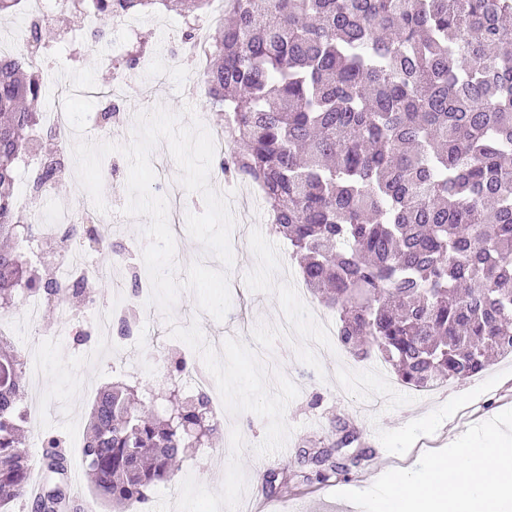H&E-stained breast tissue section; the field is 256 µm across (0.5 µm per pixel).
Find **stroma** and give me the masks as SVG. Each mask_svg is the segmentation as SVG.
Listing matches in <instances>:
<instances>
[{"label": "stroma", "mask_w": 512, "mask_h": 512, "mask_svg": "<svg viewBox=\"0 0 512 512\" xmlns=\"http://www.w3.org/2000/svg\"><path fill=\"white\" fill-rule=\"evenodd\" d=\"M137 22L127 48L146 45L148 64L121 72L105 61L115 29L105 27L99 36L86 32L76 40L72 37L76 19L53 16L54 57L32 59L41 79L43 109L57 105L54 78L68 77L83 92L67 99V111L74 124L89 125L102 109L94 89L124 78L128 81L125 117L113 126L110 141H129L135 116L146 101L177 115L192 107L200 122H207L209 102L184 93L196 76L179 61L181 17L161 10L138 16ZM151 163L156 174L152 190L168 203L177 270L185 271L197 260L218 267V260L187 232V213L203 212L205 204L201 194L187 192L181 185L166 142L157 144ZM230 208L232 303L224 321L199 311L193 291L185 289L171 314L143 306L134 330L139 341L127 346L123 358H105L89 366L79 344L54 334L55 313H43L48 337L41 372L24 375L23 406L35 409L39 423L38 431L25 434L31 459L40 457L41 436L59 435L68 443L71 470L85 472L82 446L99 389L130 369L146 390L165 391L168 351L179 345L170 337V327L194 322L213 349H221L226 339H239L255 348L269 373L282 374L297 385L299 395L285 412L291 432L283 452L260 456L255 447L265 436V420L250 412L225 416L221 450L196 451L181 463L172 481L154 488L138 512H296L301 502L314 506L316 512H377L385 490L379 480L384 471L421 466L450 447L477 442L490 429L512 441V357L497 359L477 377L443 383L436 391L403 386L382 360L354 357L338 347L335 337L321 335L309 315L321 304L315 298L296 300L288 279L281 276V267L291 262L288 242L271 233L262 203L234 202ZM339 424L358 434L360 460L348 476L316 480L303 455L319 443L334 442ZM272 480L287 483V493L270 494Z\"/></svg>", "instance_id": "obj_1"}]
</instances>
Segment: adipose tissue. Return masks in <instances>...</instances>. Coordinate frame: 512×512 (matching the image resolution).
<instances>
[{
  "mask_svg": "<svg viewBox=\"0 0 512 512\" xmlns=\"http://www.w3.org/2000/svg\"><path fill=\"white\" fill-rule=\"evenodd\" d=\"M380 512H512V445L495 436L388 477Z\"/></svg>",
  "mask_w": 512,
  "mask_h": 512,
  "instance_id": "ef3b65f1",
  "label": "adipose tissue"
}]
</instances>
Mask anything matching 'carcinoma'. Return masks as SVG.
Returning a JSON list of instances; mask_svg holds the SVG:
<instances>
[{
	"mask_svg": "<svg viewBox=\"0 0 512 512\" xmlns=\"http://www.w3.org/2000/svg\"><path fill=\"white\" fill-rule=\"evenodd\" d=\"M210 0H67L111 23L157 6L193 24ZM229 24L202 67L214 124L233 150L225 177L259 184L272 229L307 290L338 313V346L378 355L407 387L472 378L512 354V0H225ZM41 98L26 57L0 60V308L25 292L46 305L91 299L85 278L40 276L14 202L16 165ZM40 166L36 187L61 178ZM94 241L125 261L112 235ZM23 362L0 339V512L25 494L31 459ZM191 371L169 361L171 388ZM141 386L117 380L93 404L83 456L112 506L145 502L194 448L219 438L209 396L174 400L159 417L133 406ZM46 472L31 512H66L69 459L42 442Z\"/></svg>",
	"mask_w": 512,
	"mask_h": 512,
	"instance_id": "cac0c4a2",
	"label": "carcinoma"
}]
</instances>
